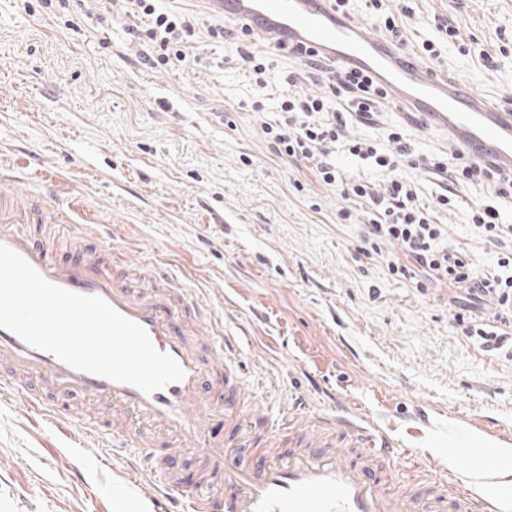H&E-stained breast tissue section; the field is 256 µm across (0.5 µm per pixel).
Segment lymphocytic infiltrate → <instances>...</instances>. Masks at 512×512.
<instances>
[{"mask_svg": "<svg viewBox=\"0 0 512 512\" xmlns=\"http://www.w3.org/2000/svg\"><path fill=\"white\" fill-rule=\"evenodd\" d=\"M97 2L104 15L117 10L129 18L128 31L142 46V64L168 68L196 62L192 48L195 27L185 13L161 9L157 0ZM292 58L297 68L289 72L288 87L279 94L284 118L266 127L270 154L336 189L345 202L338 212L340 219H350L352 205L363 208L369 253H380L382 245L391 242L402 247L401 255L387 258L389 274L410 281L421 291L448 289V304L465 335L481 339L486 350L501 349L500 329L512 324V250L499 253L496 271L478 270L465 251L441 244L443 229L436 215L453 206L458 188L464 186L489 183L496 198H512V174L496 172L458 151L452 152L447 163L421 157L398 130L389 137L394 151H377L348 134L349 121L375 123L378 103L385 96L375 80L358 70L337 71L330 58L316 53L300 51ZM321 75L327 78L325 95L314 97L301 90L303 80ZM340 151L373 161L386 171L383 186L367 179L345 181L336 157ZM402 165L424 170L436 181L439 191L433 204L422 203L414 183L398 174ZM486 301L494 306L488 324L480 322L474 311Z\"/></svg>", "mask_w": 512, "mask_h": 512, "instance_id": "1", "label": "lymphocytic infiltrate"}]
</instances>
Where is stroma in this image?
<instances>
[{
	"label": "stroma",
	"mask_w": 512,
	"mask_h": 512,
	"mask_svg": "<svg viewBox=\"0 0 512 512\" xmlns=\"http://www.w3.org/2000/svg\"><path fill=\"white\" fill-rule=\"evenodd\" d=\"M407 49L493 107L512 99V0H410ZM455 19L463 44L440 38ZM123 15L94 0L68 16L42 0H0V179L38 197H80L97 217L78 253H124L136 278L164 264L239 342L241 383L265 416L311 429L315 417L379 415L403 423L432 407L433 428L485 419L512 434V358L485 351L435 294L389 275L362 252L364 217L336 221L344 201L267 150L288 56L267 54L268 86L238 68V40L200 35L196 64L140 62ZM435 42L439 59L422 50ZM502 53L490 72L483 53ZM443 241L493 270L499 249L468 205L439 212ZM109 438L62 434L32 413L0 368V512H152L121 477Z\"/></svg>",
	"instance_id": "obj_1"
}]
</instances>
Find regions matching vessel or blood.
I'll return each mask as SVG.
<instances>
[{"instance_id":"b4317fda","label":"vessel or blood","mask_w":512,"mask_h":512,"mask_svg":"<svg viewBox=\"0 0 512 512\" xmlns=\"http://www.w3.org/2000/svg\"><path fill=\"white\" fill-rule=\"evenodd\" d=\"M213 6L218 12L252 19L283 46H307L335 57L342 66L364 70L381 83L396 105L416 108L424 125L448 131L454 149L474 160L491 158L498 167L512 171V112L488 106L466 84L437 80L403 47L386 45L383 38L368 34L364 22L337 16L328 0H213ZM82 212L75 200L60 210L45 202L19 199L12 184L1 181L0 244L20 254L48 282L99 296L143 326L152 345L177 360L185 376L147 395L134 386L76 370L0 328V364L31 378L24 392L34 409L52 412L56 401L76 395L91 403L110 404L136 423L178 434L185 446L221 466L224 512H479L468 481H512V463L496 454L499 430L477 419L472 429L450 433L446 441L448 455L461 464V472L440 466L409 490H397L394 472L401 451L412 450L419 427L431 424L425 412L401 434L371 416L361 425L340 416L319 418L317 429L336 437L335 448L327 451L305 447L286 423L279 430L285 451L255 468L235 453L231 437L220 443L207 432V419L218 412L232 432L252 431L258 419L245 412L238 398L241 381L233 359L224 363L228 404L217 412L203 398V362L178 326L191 300L187 293L174 290L168 271L154 267V277L162 286L161 292L154 293L108 271L97 254L73 259L50 256L27 230L31 224H65L81 237L86 229L78 220ZM145 460L162 488L161 494L151 498L156 512H162V493L180 488L181 483L166 471L164 460L150 452Z\"/></svg>"}]
</instances>
